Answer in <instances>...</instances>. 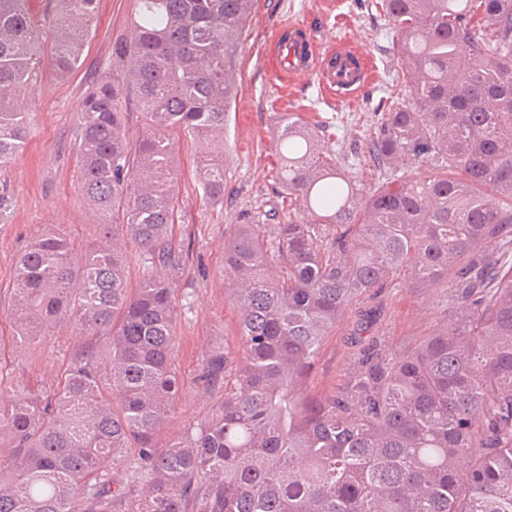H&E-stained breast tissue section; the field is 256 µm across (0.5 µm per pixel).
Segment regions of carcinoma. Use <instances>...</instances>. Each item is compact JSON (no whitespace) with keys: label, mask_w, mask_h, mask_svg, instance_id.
I'll list each match as a JSON object with an SVG mask.
<instances>
[{"label":"carcinoma","mask_w":512,"mask_h":512,"mask_svg":"<svg viewBox=\"0 0 512 512\" xmlns=\"http://www.w3.org/2000/svg\"><path fill=\"white\" fill-rule=\"evenodd\" d=\"M44 45L31 0H0V169L22 151L18 99L49 67L80 66L99 0H55ZM254 0H136L112 73L78 124L81 191L99 242L52 230L16 265V348L68 323L89 343L46 394L0 370V512H512V0H381L409 97L371 139L378 165H427L360 194L300 118H278L279 179L299 220L224 236L237 356L210 350L211 414L165 448L183 382L172 368L183 250L169 237L175 142L224 201V126ZM141 127L128 128L131 110ZM151 274L126 280L127 245ZM407 273L448 288L453 314L349 385L302 396L324 336ZM123 467L125 477H115Z\"/></svg>","instance_id":"carcinoma-1"}]
</instances>
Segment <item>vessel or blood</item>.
<instances>
[{"mask_svg": "<svg viewBox=\"0 0 512 512\" xmlns=\"http://www.w3.org/2000/svg\"><path fill=\"white\" fill-rule=\"evenodd\" d=\"M289 40L274 36L267 66L281 83L308 80L330 101L355 99L373 79L363 46L348 40L321 41L301 23L290 26Z\"/></svg>", "mask_w": 512, "mask_h": 512, "instance_id": "vessel-or-blood-1", "label": "vessel or blood"}]
</instances>
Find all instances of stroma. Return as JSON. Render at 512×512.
<instances>
[{"label": "stroma", "instance_id": "35a3bbf8", "mask_svg": "<svg viewBox=\"0 0 512 512\" xmlns=\"http://www.w3.org/2000/svg\"><path fill=\"white\" fill-rule=\"evenodd\" d=\"M135 0H101L81 67L67 77L45 70L25 104L30 134L22 154L0 170L12 206L0 221V335L13 325L15 268L19 253L47 229L67 236L77 252L98 240L90 206L80 189L81 161L76 133L85 97L96 78L112 69V53L129 34ZM297 21L323 39L350 36L370 51L377 78L353 104L322 97L312 83L281 91L264 56L272 36ZM238 93L224 131V200L205 199L192 164L194 146L180 140L181 174L176 188L175 222L170 234L182 249L184 270L175 292L173 365L184 390L156 442L181 438L213 407L214 397L198 380L206 352L213 347L238 350V315L224 293V235L250 216L263 214L272 224L301 217L300 201L288 198L278 178L279 148L274 136L278 116L292 113L316 130L336 161L356 177L363 191L398 177L377 168L368 152L382 112L404 82L393 44V30L379 0H255L237 60ZM355 311L326 336L303 388L309 399L344 389L355 362L368 352V336L381 350L402 353L433 333L448 314L444 289L414 285L401 275L373 297L361 298ZM371 313L368 334L357 331L359 311ZM88 343L69 327L55 330L30 349H6L5 362L38 392L58 376Z\"/></svg>", "mask_w": 512, "mask_h": 512}]
</instances>
